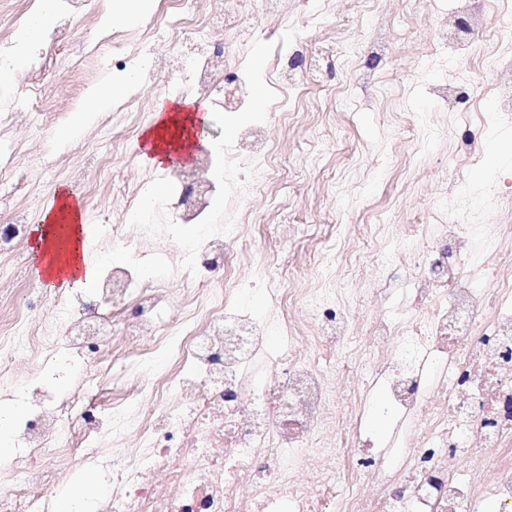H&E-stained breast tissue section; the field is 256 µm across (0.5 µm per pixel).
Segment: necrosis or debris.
I'll return each instance as SVG.
<instances>
[{"instance_id": "necrosis-or-debris-1", "label": "necrosis or debris", "mask_w": 512, "mask_h": 512, "mask_svg": "<svg viewBox=\"0 0 512 512\" xmlns=\"http://www.w3.org/2000/svg\"><path fill=\"white\" fill-rule=\"evenodd\" d=\"M160 0L163 23L147 21L139 38L167 44L144 70L146 82L191 93L223 112L240 109L246 81L224 35L273 38L271 21L287 0ZM268 20L265 30L249 15ZM34 53L24 88L28 126L47 135L51 57L70 56L65 28ZM501 111L512 112V59L489 55L482 75ZM132 156L127 135L98 131L96 179L111 181L114 153ZM214 154L175 170L169 214L195 224L210 211ZM27 211L0 231V286L17 284L14 263ZM373 308L336 304L328 293L281 287L274 255L256 268L270 314L242 307L233 278L238 233L206 240L196 273L177 270L180 289L135 281L128 265L109 266L95 296L76 295L37 322L39 295L0 319V400L32 408L18 428L19 458L0 469V512H55L53 491L68 460H108L112 488L100 512H512V225L476 248L455 208L406 224ZM105 241L181 260L168 237L110 225ZM135 298L123 324L108 326L105 305ZM178 306L169 322L160 310ZM278 345H270L271 335ZM39 367L75 360L73 394L46 398L36 380L16 384L18 357ZM111 379L99 397L96 387ZM384 391L391 428H366L370 393ZM471 466L461 467V458ZM313 477H305L307 463Z\"/></svg>"}]
</instances>
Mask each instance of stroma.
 I'll return each mask as SVG.
<instances>
[{
    "label": "stroma",
    "instance_id": "35a3bbf8",
    "mask_svg": "<svg viewBox=\"0 0 512 512\" xmlns=\"http://www.w3.org/2000/svg\"><path fill=\"white\" fill-rule=\"evenodd\" d=\"M461 0H303L298 10L281 18L278 32L288 44L296 66L281 72L267 63L270 87L286 84L288 125L267 123V140L277 162L267 176L282 211L290 213L293 251L284 280L308 287L317 277L310 266L311 249L319 238L335 233L363 266V285L376 287L379 271L368 242L359 239L361 224H384L391 241L399 228L417 224L431 203L442 199L449 180H456L467 208L464 223L483 239L497 224H511L512 215L486 198L489 184L512 187V122L500 119L492 92L481 82L482 59L463 57L456 42L434 43L444 14L462 12ZM307 24V40L336 44V63L323 69L319 59L293 42L294 25ZM317 78L304 84L307 71ZM459 83L456 108H448L435 87ZM98 125L130 129L136 153L119 163L120 176L92 194L81 189L73 172L91 169L97 131L91 128L67 145L32 140L22 120L0 124V146L12 152L11 166L0 171V216L7 210H30L27 231L18 250L24 287L44 293L41 318L55 315L56 306L73 289L48 287L25 261L36 246V227L58 204L61 192L81 202L90 215L98 196L123 207L128 183L166 176L167 168L143 163V125H129L123 112L106 111ZM68 161L54 180L30 189L19 187L15 171Z\"/></svg>",
    "mask_w": 512,
    "mask_h": 512
}]
</instances>
